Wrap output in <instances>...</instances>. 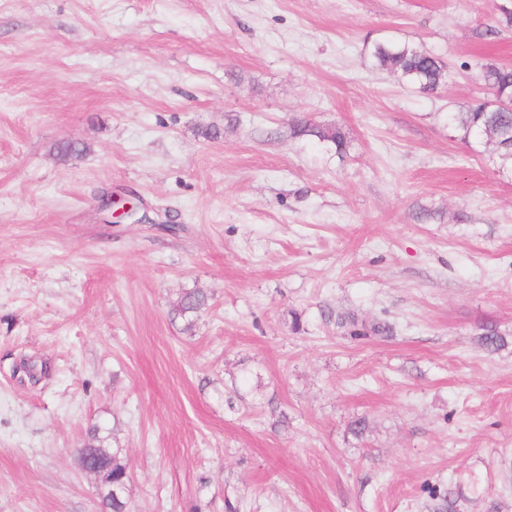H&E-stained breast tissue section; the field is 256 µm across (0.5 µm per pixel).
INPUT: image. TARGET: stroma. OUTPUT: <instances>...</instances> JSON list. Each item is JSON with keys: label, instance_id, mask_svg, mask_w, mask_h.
<instances>
[{"label": "stroma", "instance_id": "obj_1", "mask_svg": "<svg viewBox=\"0 0 512 512\" xmlns=\"http://www.w3.org/2000/svg\"><path fill=\"white\" fill-rule=\"evenodd\" d=\"M500 2L0 0V512H99L89 444L129 512H512V174L450 122ZM368 55L375 68L423 93L436 92L450 74V65L442 57L405 41H375L368 47ZM293 138L306 137L319 143L334 146L336 155L341 158L347 154L349 141L345 132L335 125L315 124L311 121H298L289 128ZM208 298L203 292L192 290L184 292L176 305V311L185 319L186 331H192L195 326L194 319L198 313L207 305ZM336 327L348 332L350 336H367L370 333L374 335H390L393 332V328L386 323H373L368 328L363 322L359 325L355 319L342 316L336 318ZM84 449L93 459L107 466L112 474V496L104 498L103 511L127 512L125 491L130 477L126 466L117 455V451L110 452L107 448L94 447L92 445Z\"/></svg>", "mask_w": 512, "mask_h": 512}]
</instances>
